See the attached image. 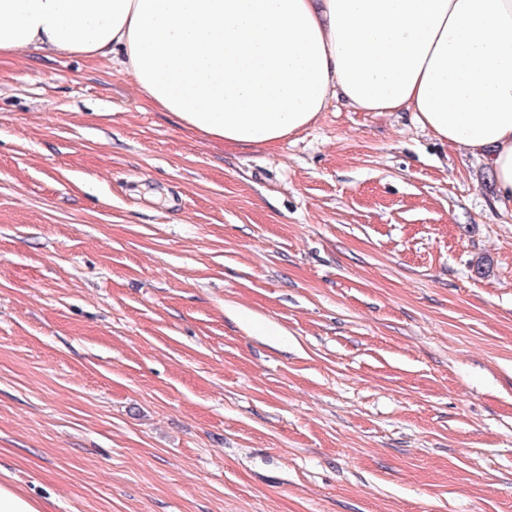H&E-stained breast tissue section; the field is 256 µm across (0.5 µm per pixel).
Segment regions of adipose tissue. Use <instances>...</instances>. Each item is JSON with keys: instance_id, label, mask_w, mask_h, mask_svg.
Wrapping results in <instances>:
<instances>
[{"instance_id": "adipose-tissue-1", "label": "adipose tissue", "mask_w": 512, "mask_h": 512, "mask_svg": "<svg viewBox=\"0 0 512 512\" xmlns=\"http://www.w3.org/2000/svg\"><path fill=\"white\" fill-rule=\"evenodd\" d=\"M120 60L224 144L278 143L342 98L488 154L512 209V0H0V57Z\"/></svg>"}]
</instances>
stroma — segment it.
Returning <instances> with one entry per match:
<instances>
[{"label": "stroma", "mask_w": 512, "mask_h": 512, "mask_svg": "<svg viewBox=\"0 0 512 512\" xmlns=\"http://www.w3.org/2000/svg\"><path fill=\"white\" fill-rule=\"evenodd\" d=\"M334 100L203 138L120 64L0 59V480L44 512H512V213Z\"/></svg>", "instance_id": "stroma-1"}]
</instances>
